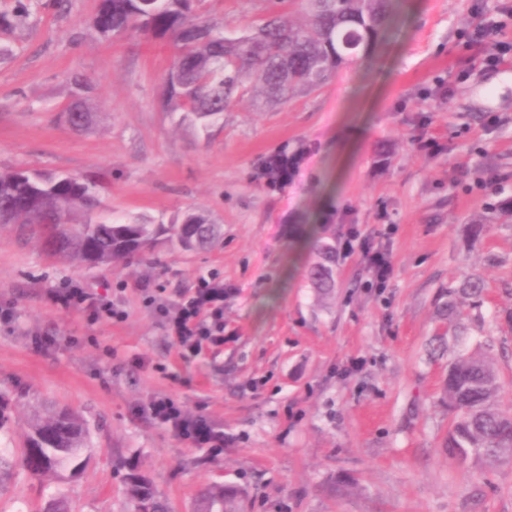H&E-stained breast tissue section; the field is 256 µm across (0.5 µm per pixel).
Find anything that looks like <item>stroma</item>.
I'll return each mask as SVG.
<instances>
[{"label":"stroma","instance_id":"stroma-1","mask_svg":"<svg viewBox=\"0 0 512 512\" xmlns=\"http://www.w3.org/2000/svg\"><path fill=\"white\" fill-rule=\"evenodd\" d=\"M511 5L399 0L368 58L272 107L243 98L204 126L162 102L170 45L101 38L99 0L62 12L30 0L28 17L0 31V167L104 172L106 213L168 225L200 212L221 237L88 268L0 225V304L16 312L0 323L9 440L20 443L36 402L78 411L92 432L80 476L21 474L0 489V512H39L58 491L75 512H131L132 468L173 512L212 481L237 486L244 512H512V460L449 457L440 393L449 360L489 345L512 409V52L489 67L467 43L474 16ZM203 7L233 32L281 9ZM77 75L97 107L80 133L58 120ZM282 151L295 163L272 191L256 171ZM316 239L336 250L326 291L308 278ZM349 239L389 255L385 283ZM202 277L224 283V345L184 364L140 289L170 300ZM468 277L482 296L444 319L439 305ZM67 285L107 289L125 318L88 323L52 301ZM38 336L60 342L39 351ZM19 391L30 403L15 402ZM156 394L207 413L223 452L189 447L141 412Z\"/></svg>","mask_w":512,"mask_h":512}]
</instances>
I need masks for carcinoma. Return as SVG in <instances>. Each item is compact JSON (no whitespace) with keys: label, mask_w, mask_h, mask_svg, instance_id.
Wrapping results in <instances>:
<instances>
[{"label":"carcinoma","mask_w":512,"mask_h":512,"mask_svg":"<svg viewBox=\"0 0 512 512\" xmlns=\"http://www.w3.org/2000/svg\"><path fill=\"white\" fill-rule=\"evenodd\" d=\"M198 0H100L93 26L104 38L136 34L165 40L172 46L165 106L199 120L220 119L237 100L249 94L267 104L313 91L336 70L366 58L379 43L393 11L394 0H306V20L284 14L258 20L241 34L198 12ZM26 11L0 10V29L13 28ZM95 112L85 83L75 80L73 100L60 111L67 126L81 132L91 122L80 119ZM288 161L278 153L264 161L261 176L271 190L288 180L277 165ZM107 178L79 179L65 174L0 168V222L14 224L35 239L47 257L98 266L130 260L153 249L160 237L183 249L203 247L219 236L218 225L190 213L179 224L165 226L144 218H101ZM320 261L310 270L318 288L333 281L334 251L316 245ZM472 279L448 294L445 313L455 309L458 296L476 295ZM442 399L453 415L446 451L462 460L478 450L474 460L492 467L512 459V412L500 408L501 386L490 357L460 353L448 362ZM90 431L83 417L68 408L53 407L35 414L17 448H0V481L12 468L33 475L63 477V472L89 448ZM134 512H169L166 499L144 477L126 476ZM241 493L213 482L195 498L191 512H240Z\"/></svg>","instance_id":"carcinoma-1"}]
</instances>
